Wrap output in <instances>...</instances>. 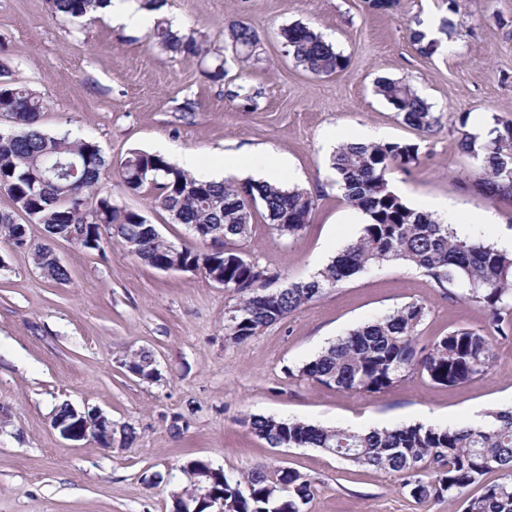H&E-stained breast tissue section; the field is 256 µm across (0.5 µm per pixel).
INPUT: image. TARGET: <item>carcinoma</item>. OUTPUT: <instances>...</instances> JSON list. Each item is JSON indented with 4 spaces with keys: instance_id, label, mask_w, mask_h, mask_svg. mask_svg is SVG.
I'll return each instance as SVG.
<instances>
[{
    "instance_id": "cac0c4a2",
    "label": "carcinoma",
    "mask_w": 512,
    "mask_h": 512,
    "mask_svg": "<svg viewBox=\"0 0 512 512\" xmlns=\"http://www.w3.org/2000/svg\"><path fill=\"white\" fill-rule=\"evenodd\" d=\"M52 15L65 19L93 18L110 0H50ZM155 40L175 53H195L191 35L172 30L157 19ZM280 37L297 66L320 77L343 70L349 58L315 28L292 23ZM228 39L246 62L256 56L259 38L248 24L231 25ZM410 40L419 53L433 55L439 42L413 30ZM375 92L409 127L431 133L439 123L431 104L408 83L380 78ZM44 100L12 81L0 87V112L14 128L0 135V190L11 197L14 210L0 211V238L16 243L20 230L16 213L34 216L44 225L47 239L32 247L38 269L53 281L68 280V270L50 258L51 242L69 237L86 251H104L120 245L154 268L169 254L171 241L152 230L140 212L118 205L100 185L107 161L99 146L71 133L50 135L41 124ZM463 150L472 154L481 170L479 188L491 197L512 196V125L494 126L487 139L466 132ZM418 158V147L400 142L343 143L330 166L345 200L368 215L358 237L351 240L321 270L308 279L280 287V275L247 259L242 245L251 224L261 216L282 236H295L309 222L315 206L306 190L263 183L221 184L202 181L169 163L163 156L133 150L119 169L122 182L134 183L137 193L149 196L153 206L189 230L198 225L223 228L224 253L217 258L197 251L207 273L224 274V290L236 296L224 317V334L245 343L263 329L281 321L327 290L350 281L373 266L404 261L415 266L435 288L463 282L465 300L489 313L488 326L501 336L512 332V252L479 238L462 236L452 224L410 208L393 190L386 174ZM76 165V173L55 176L44 187L30 185V172L54 173L60 163ZM144 175L135 179L138 172ZM94 197L99 207L89 210ZM218 265H210L211 260ZM426 305L403 304L388 314L351 329L297 369L298 376L325 386L358 394H380L419 373L440 386H458L484 375L492 361L489 336L471 328H457L420 345ZM156 359L147 350L130 354V368L148 378ZM476 426L437 428L409 424L368 433L343 427H322L297 420L251 415L243 420L272 448H319L359 467L384 470L398 476L401 489L418 502L429 499L460 504L461 512H512V410H491ZM202 484L224 493L230 512H303L314 497V486L291 468L255 465L240 480L210 462L194 459L182 466ZM498 478L485 482L484 476ZM476 493H471L473 488ZM173 510L209 512L198 499L172 494Z\"/></svg>"
}]
</instances>
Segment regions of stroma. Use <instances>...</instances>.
<instances>
[{
    "instance_id": "1",
    "label": "stroma",
    "mask_w": 512,
    "mask_h": 512,
    "mask_svg": "<svg viewBox=\"0 0 512 512\" xmlns=\"http://www.w3.org/2000/svg\"><path fill=\"white\" fill-rule=\"evenodd\" d=\"M463 23L421 55L411 30L446 20L444 0H401L371 12L365 0H167L164 16L194 35L200 54L172 55L151 43L152 26L113 27L53 17L48 0H0V46L11 76L42 96L43 129L93 139L108 166L114 201L137 210L176 244L196 246L182 224L129 193L118 163L130 151L163 144L193 152L203 167L219 154L260 150L285 187L310 192L306 228L279 235L263 219L244 246L248 259L282 281L316 273L361 226L330 167L339 140L372 129L380 140L417 145L418 159L392 169L390 185L410 201L460 204L459 233L499 243L512 233V198L477 186L479 168L459 146L462 121L512 123V0H465ZM250 24L261 51L246 66L232 59L226 33ZM316 27L347 56L319 78L297 67L282 26ZM223 78H211L216 63ZM411 84L440 122L425 134L406 126L374 92L377 78ZM254 98L237 97L238 87ZM491 223H484V216ZM69 272L43 276L29 250L0 239V512H170L180 471L199 458L238 478L256 464L298 470L315 491L305 512H453L447 502L415 501L388 472L350 465L318 448H273L242 420L251 415L355 430L423 423L445 428L512 408V336L494 337L487 374L444 387L420 375L363 397L294 376L293 371L351 328L411 301L426 304L423 342L458 327L485 329L484 311L463 301L464 285L432 287L412 266L389 262L328 290L244 343L224 334L232 295L203 273L162 272L118 246L88 252L60 240ZM153 352L159 380L128 374L133 350ZM68 401L134 427L129 445L69 440L51 425Z\"/></svg>"
}]
</instances>
